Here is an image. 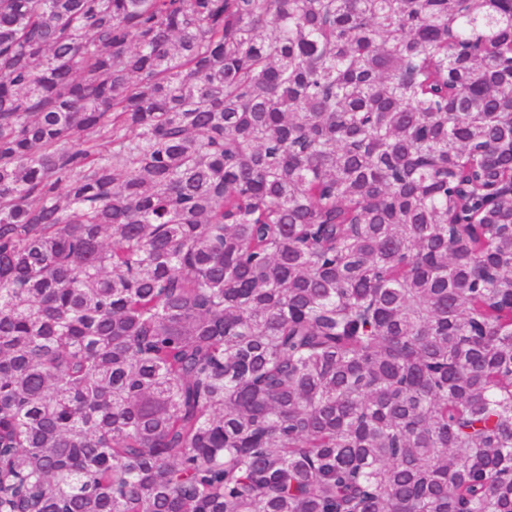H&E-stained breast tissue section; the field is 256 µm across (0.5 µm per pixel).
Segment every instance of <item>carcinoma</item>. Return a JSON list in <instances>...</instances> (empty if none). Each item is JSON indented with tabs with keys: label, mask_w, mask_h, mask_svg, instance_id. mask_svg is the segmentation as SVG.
<instances>
[{
	"label": "carcinoma",
	"mask_w": 512,
	"mask_h": 512,
	"mask_svg": "<svg viewBox=\"0 0 512 512\" xmlns=\"http://www.w3.org/2000/svg\"><path fill=\"white\" fill-rule=\"evenodd\" d=\"M512 0H0V512H512Z\"/></svg>",
	"instance_id": "cac0c4a2"
}]
</instances>
